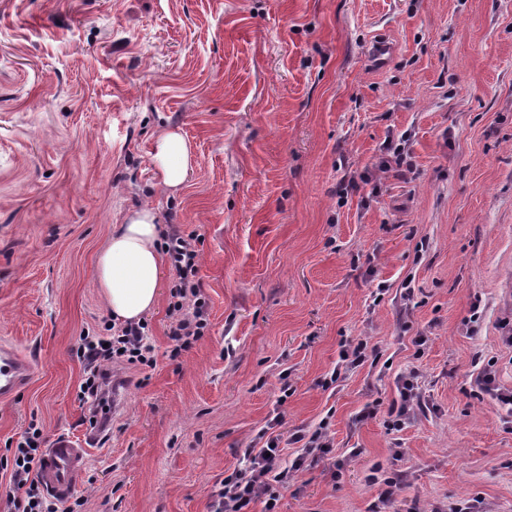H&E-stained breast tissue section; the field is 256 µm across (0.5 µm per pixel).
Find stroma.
Segmentation results:
<instances>
[{
    "instance_id": "35a3bbf8",
    "label": "stroma",
    "mask_w": 512,
    "mask_h": 512,
    "mask_svg": "<svg viewBox=\"0 0 512 512\" xmlns=\"http://www.w3.org/2000/svg\"><path fill=\"white\" fill-rule=\"evenodd\" d=\"M164 129L193 150L175 190ZM142 206L198 236L209 326L171 357L165 268L155 363L110 368L83 512H211L264 432L289 462L323 420L280 512H512V416L474 383L491 360L512 391V0H0V341L33 365L0 400V461L30 426L88 423L75 348L112 322L95 259ZM152 161L163 184L177 188L186 181L192 169L191 146L180 133L162 130L155 139ZM417 372L411 370L402 379L398 388L400 405L393 411L392 415L396 413L393 420L392 427L395 429H402L403 426L414 416L415 407L420 405V395L416 391L417 385Z\"/></svg>"
}]
</instances>
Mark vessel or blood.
I'll use <instances>...</instances> for the list:
<instances>
[{"label":"vessel or blood","mask_w":512,"mask_h":512,"mask_svg":"<svg viewBox=\"0 0 512 512\" xmlns=\"http://www.w3.org/2000/svg\"><path fill=\"white\" fill-rule=\"evenodd\" d=\"M32 364L12 344L0 342V398L15 395L29 381ZM102 439L98 429L85 428L81 435L56 434L46 450L40 480L47 493L56 500L70 498L79 487L88 458Z\"/></svg>","instance_id":"vessel-or-blood-1"}]
</instances>
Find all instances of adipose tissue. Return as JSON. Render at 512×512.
I'll use <instances>...</instances> for the list:
<instances>
[{
  "label": "adipose tissue",
  "mask_w": 512,
  "mask_h": 512,
  "mask_svg": "<svg viewBox=\"0 0 512 512\" xmlns=\"http://www.w3.org/2000/svg\"><path fill=\"white\" fill-rule=\"evenodd\" d=\"M152 161L163 184L178 187L193 165L191 146L180 133L161 131L155 139ZM162 233L161 218L149 206L128 212L113 225L107 245L97 255L95 275L114 320L140 322L156 305L164 267Z\"/></svg>",
  "instance_id": "adipose-tissue-1"
}]
</instances>
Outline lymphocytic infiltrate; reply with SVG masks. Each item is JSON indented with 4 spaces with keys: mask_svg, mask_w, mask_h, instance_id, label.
Wrapping results in <instances>:
<instances>
[{
    "mask_svg": "<svg viewBox=\"0 0 512 512\" xmlns=\"http://www.w3.org/2000/svg\"><path fill=\"white\" fill-rule=\"evenodd\" d=\"M162 249L177 277L171 289L169 313L173 323L169 336L181 350L204 336L208 328L207 302L197 279L200 254L196 237L177 230L166 232ZM146 329L145 323H131L113 328L107 337L80 336L76 355L84 364V394L102 400L109 388L108 364L152 365L154 348L146 340ZM327 429L328 424L323 421L313 432L294 434L293 440L300 443L302 451L287 467L282 464L279 437L268 436L261 449L250 453L246 469L234 471L220 481L213 512H248L250 505L258 501L263 502L264 512H277L281 488L287 487L308 460L327 453ZM43 444V434L35 428L13 448L5 504L18 512H75L73 506L52 501L44 492L38 479Z\"/></svg>",
    "mask_w": 512,
    "mask_h": 512,
    "instance_id": "1",
    "label": "lymphocytic infiltrate"
}]
</instances>
